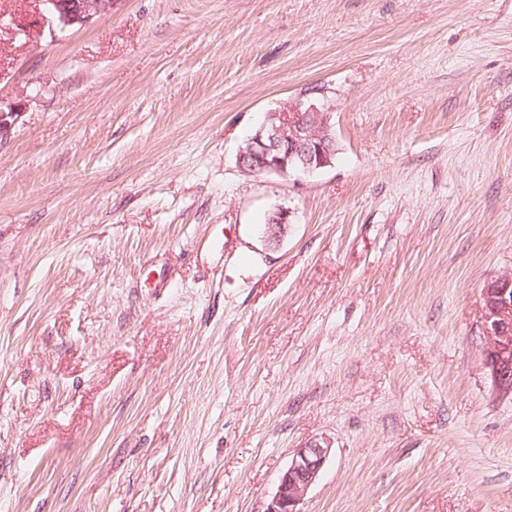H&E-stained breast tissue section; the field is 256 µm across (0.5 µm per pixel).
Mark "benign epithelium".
I'll return each mask as SVG.
<instances>
[{
  "label": "benign epithelium",
  "mask_w": 512,
  "mask_h": 512,
  "mask_svg": "<svg viewBox=\"0 0 512 512\" xmlns=\"http://www.w3.org/2000/svg\"><path fill=\"white\" fill-rule=\"evenodd\" d=\"M116 0H39L38 15L13 27L14 36L28 39L48 33L56 40L74 26L90 23L112 11ZM26 103L0 106V143L7 140ZM336 141L330 111L298 100L286 112H272L239 150L237 164L249 175L312 172L332 163ZM290 223V211L272 212L264 227L266 238L278 242ZM485 331L484 361L495 395L512 402V272L487 282L482 289ZM332 447L312 441L294 451L278 477L275 495L266 512H301L300 505L319 480Z\"/></svg>",
  "instance_id": "obj_1"
}]
</instances>
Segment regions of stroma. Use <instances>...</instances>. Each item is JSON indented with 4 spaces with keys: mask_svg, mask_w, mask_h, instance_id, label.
<instances>
[{
    "mask_svg": "<svg viewBox=\"0 0 512 512\" xmlns=\"http://www.w3.org/2000/svg\"><path fill=\"white\" fill-rule=\"evenodd\" d=\"M304 99L336 155L247 175ZM0 512H512V0H117L0 28ZM289 209L280 242L262 234ZM117 0H40L38 15L24 25L12 26L15 38L30 39L33 32L46 30L52 40L74 26L90 23L95 17L112 12ZM27 101L9 104L6 109L2 107L0 101V144L6 141L11 133L14 125L16 124L22 109L26 108ZM481 296L485 366L495 395L512 402V272L487 282ZM331 450L326 440L311 441L297 448L278 477L275 495L266 512H303L299 506L319 480Z\"/></svg>",
    "mask_w": 512,
    "mask_h": 512,
    "instance_id": "35a3bbf8",
    "label": "stroma"
}]
</instances>
